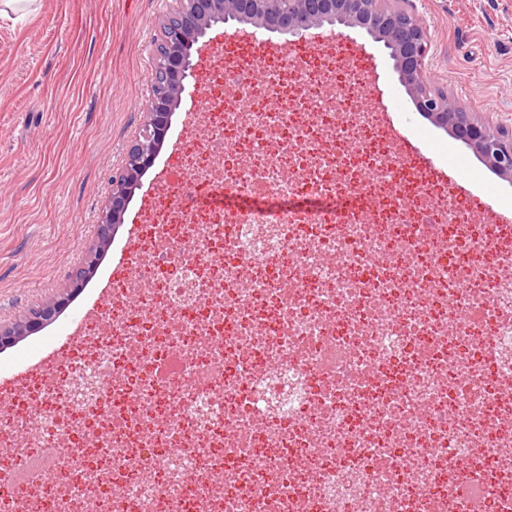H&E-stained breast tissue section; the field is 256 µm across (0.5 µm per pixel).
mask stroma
Listing matches in <instances>:
<instances>
[{"mask_svg":"<svg viewBox=\"0 0 512 512\" xmlns=\"http://www.w3.org/2000/svg\"><path fill=\"white\" fill-rule=\"evenodd\" d=\"M394 6L428 25L431 85L467 111L512 126V0ZM167 7V0H36L0 15V325L23 320L61 292L72 294L54 323L0 350L1 390L27 383L24 365L112 284L129 224L164 205L158 178L181 168L196 146L185 101L154 166L133 189L122 224L93 254L112 177L145 121L151 48ZM340 35L375 68L379 98L397 100L391 122L427 137L434 166L464 162L478 200L512 211V181L418 111L384 44L358 28Z\"/></svg>","mask_w":512,"mask_h":512,"instance_id":"1","label":"stroma"}]
</instances>
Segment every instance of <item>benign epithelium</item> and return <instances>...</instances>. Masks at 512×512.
I'll use <instances>...</instances> for the list:
<instances>
[{
    "label": "benign epithelium",
    "instance_id": "obj_1",
    "mask_svg": "<svg viewBox=\"0 0 512 512\" xmlns=\"http://www.w3.org/2000/svg\"><path fill=\"white\" fill-rule=\"evenodd\" d=\"M384 0H169L160 20V39L154 44L149 74L150 95L141 133L129 146L121 170L112 179L108 203L99 214L98 235L111 234L121 223L129 202L124 193L135 169H150L168 130L172 112L167 100L181 103L195 83L194 56L205 46L206 31L214 24L252 25V34L278 33L311 40L335 28H360L390 50L393 68L407 86L416 106L449 129L501 176H512V128L474 112L465 111L448 92L430 86L425 78L431 49L429 30L421 17L383 6ZM63 300L45 302L26 319L0 327V344H9L19 331L34 332L51 322Z\"/></svg>",
    "mask_w": 512,
    "mask_h": 512
}]
</instances>
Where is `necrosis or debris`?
I'll use <instances>...</instances> for the list:
<instances>
[{"label": "necrosis or debris", "instance_id": "necrosis-or-debris-1", "mask_svg": "<svg viewBox=\"0 0 512 512\" xmlns=\"http://www.w3.org/2000/svg\"><path fill=\"white\" fill-rule=\"evenodd\" d=\"M360 90L324 53L201 111L179 180L239 206L154 212L106 333L0 421L1 488L51 458L0 512H512V225L404 213Z\"/></svg>", "mask_w": 512, "mask_h": 512}]
</instances>
